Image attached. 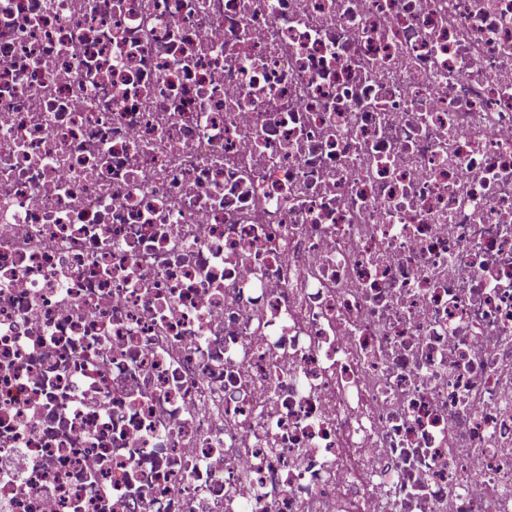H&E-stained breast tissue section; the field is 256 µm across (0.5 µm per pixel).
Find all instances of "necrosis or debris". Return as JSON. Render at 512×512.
<instances>
[{
    "mask_svg": "<svg viewBox=\"0 0 512 512\" xmlns=\"http://www.w3.org/2000/svg\"><path fill=\"white\" fill-rule=\"evenodd\" d=\"M0 512H512V0H0Z\"/></svg>",
    "mask_w": 512,
    "mask_h": 512,
    "instance_id": "4bbe7bcc",
    "label": "necrosis or debris"
}]
</instances>
